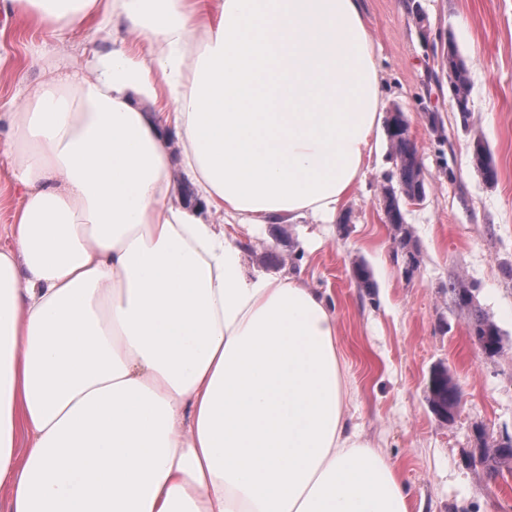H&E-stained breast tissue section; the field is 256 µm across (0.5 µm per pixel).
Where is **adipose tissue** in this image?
I'll return each instance as SVG.
<instances>
[{
	"instance_id": "ef3b65f1",
	"label": "adipose tissue",
	"mask_w": 512,
	"mask_h": 512,
	"mask_svg": "<svg viewBox=\"0 0 512 512\" xmlns=\"http://www.w3.org/2000/svg\"><path fill=\"white\" fill-rule=\"evenodd\" d=\"M0 12L58 34L119 20L159 50L152 65L121 46L67 56L5 115L19 192L0 246L5 512H412L397 464L345 413L335 309L296 278L248 274L174 180L245 229L334 218L384 108L363 0Z\"/></svg>"
}]
</instances>
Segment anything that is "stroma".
I'll list each match as a JSON object with an SVG mask.
<instances>
[{
  "instance_id": "1",
  "label": "stroma",
  "mask_w": 512,
  "mask_h": 512,
  "mask_svg": "<svg viewBox=\"0 0 512 512\" xmlns=\"http://www.w3.org/2000/svg\"><path fill=\"white\" fill-rule=\"evenodd\" d=\"M364 13L385 106L404 112L422 163L423 200L401 204L414 268L384 214L395 160L383 133L335 223L283 216L250 235L230 224L224 231L244 238L249 272L300 276L333 305L352 395L345 412L398 464L412 502L426 512H512V472L492 478L473 464L480 435L512 436V0H364ZM86 45L82 30L60 40L24 19L0 18V55L12 69L0 77V113L19 110L23 84L48 80L63 52ZM452 45L472 86L465 120L449 92ZM479 139L496 184L475 166ZM359 262L373 289L355 280ZM461 284L472 290L473 309L456 300ZM477 313L499 329L495 354L471 338ZM439 364L461 394L449 423L425 393Z\"/></svg>"
}]
</instances>
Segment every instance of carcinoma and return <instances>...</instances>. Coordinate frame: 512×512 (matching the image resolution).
Listing matches in <instances>:
<instances>
[{"mask_svg": "<svg viewBox=\"0 0 512 512\" xmlns=\"http://www.w3.org/2000/svg\"><path fill=\"white\" fill-rule=\"evenodd\" d=\"M448 80L449 88L455 91L453 101L457 112L462 120H467L471 112V84L468 69L464 60L453 43H448ZM395 116L390 115L385 122V129L390 143L391 154L396 162L397 193L384 200L387 222L392 224L399 233L396 241L401 248L409 245V233L404 227V217L401 209V200L410 198L419 188L423 187L422 170L417 160V150L411 136H403L392 132V124ZM474 159L476 166L484 181L494 184L497 181V170L494 167H487L484 159L491 157L489 147L478 140L474 145ZM472 332L481 337H487L483 348L487 352H495L499 349V330L487 319L476 316L472 324ZM433 391L436 397V404L443 409H451L459 406L461 395L457 386L448 379V374H443L434 379ZM512 463V437H507L497 443V446L488 450L486 455L485 468L494 475L502 467Z\"/></svg>", "mask_w": 512, "mask_h": 512, "instance_id": "cac0c4a2", "label": "carcinoma"}]
</instances>
